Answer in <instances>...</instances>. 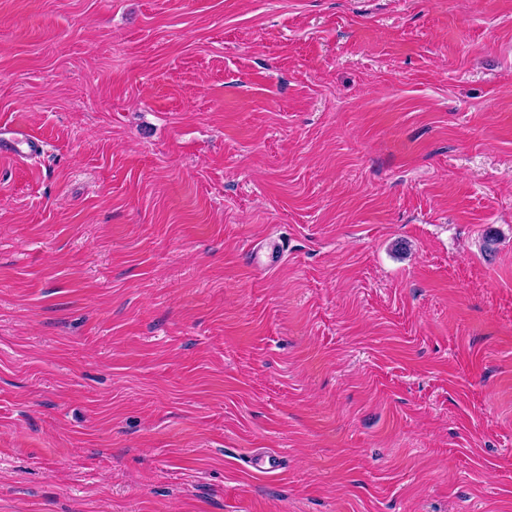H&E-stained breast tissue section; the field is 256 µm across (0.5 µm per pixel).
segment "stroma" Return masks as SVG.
I'll list each match as a JSON object with an SVG mask.
<instances>
[{
	"instance_id": "stroma-1",
	"label": "stroma",
	"mask_w": 512,
	"mask_h": 512,
	"mask_svg": "<svg viewBox=\"0 0 512 512\" xmlns=\"http://www.w3.org/2000/svg\"><path fill=\"white\" fill-rule=\"evenodd\" d=\"M2 125L0 512H512V0H0ZM42 141L31 137L23 128H0V155L36 157L44 153ZM287 250L288 242L285 238H271L266 241L263 249L255 254V259L264 267H273L279 263Z\"/></svg>"
}]
</instances>
